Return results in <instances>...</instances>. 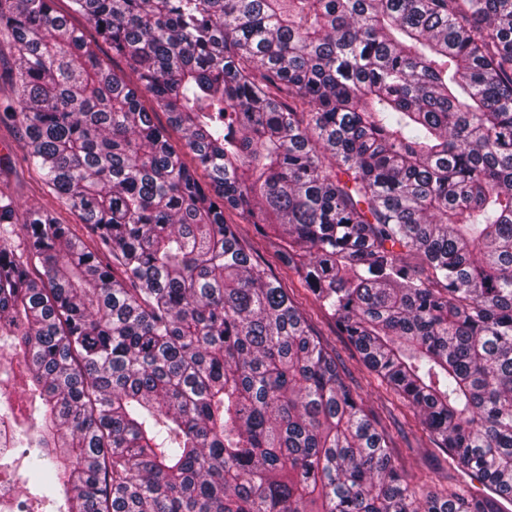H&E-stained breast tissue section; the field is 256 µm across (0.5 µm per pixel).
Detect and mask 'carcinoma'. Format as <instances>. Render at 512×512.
Listing matches in <instances>:
<instances>
[{
	"mask_svg": "<svg viewBox=\"0 0 512 512\" xmlns=\"http://www.w3.org/2000/svg\"><path fill=\"white\" fill-rule=\"evenodd\" d=\"M54 2L0 0L26 161L97 244L0 193V420L39 500L491 512L417 496L231 207L512 503V0H70L133 82Z\"/></svg>",
	"mask_w": 512,
	"mask_h": 512,
	"instance_id": "carcinoma-1",
	"label": "carcinoma"
}]
</instances>
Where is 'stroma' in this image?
Listing matches in <instances>:
<instances>
[{
  "label": "stroma",
  "instance_id": "obj_1",
  "mask_svg": "<svg viewBox=\"0 0 512 512\" xmlns=\"http://www.w3.org/2000/svg\"><path fill=\"white\" fill-rule=\"evenodd\" d=\"M25 153L19 124L1 120L0 192L13 195L26 208L49 204L41 175L25 162ZM224 218L308 318L323 346L335 356L347 384L360 394L366 410L375 416L380 429L389 437L395 458L420 493L487 494V487L459 470L413 410L365 366L354 345L341 333L336 320L319 305L298 275L280 260L254 225L236 210L226 211Z\"/></svg>",
  "mask_w": 512,
  "mask_h": 512
}]
</instances>
